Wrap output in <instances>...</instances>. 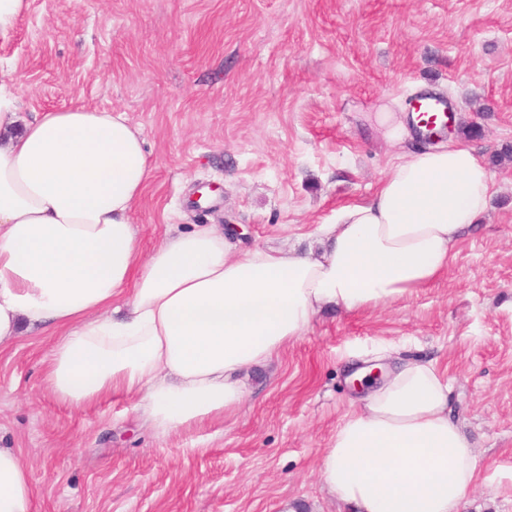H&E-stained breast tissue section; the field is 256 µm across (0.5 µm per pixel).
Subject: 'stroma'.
Masks as SVG:
<instances>
[{"instance_id": "stroma-1", "label": "stroma", "mask_w": 512, "mask_h": 512, "mask_svg": "<svg viewBox=\"0 0 512 512\" xmlns=\"http://www.w3.org/2000/svg\"><path fill=\"white\" fill-rule=\"evenodd\" d=\"M21 117L126 113L155 169L132 220L144 249L229 223L239 249L318 245L401 150L367 115L447 97L494 176L447 273L377 307L329 308L246 379L233 413L167 434L132 396L77 408L46 382L55 339L0 348V448L34 512H350L320 459L355 393L346 355L392 346L437 361L478 478L459 512H512V0H29L0 36Z\"/></svg>"}]
</instances>
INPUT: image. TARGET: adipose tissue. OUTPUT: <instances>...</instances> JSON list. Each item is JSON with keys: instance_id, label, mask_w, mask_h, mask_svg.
<instances>
[{"instance_id": "obj_1", "label": "adipose tissue", "mask_w": 512, "mask_h": 512, "mask_svg": "<svg viewBox=\"0 0 512 512\" xmlns=\"http://www.w3.org/2000/svg\"><path fill=\"white\" fill-rule=\"evenodd\" d=\"M125 113L72 106L21 121L0 82V346L58 340L46 378L83 407L122 392L166 433L223 416L243 376L304 336L327 306L417 293L485 212L491 171L458 143L406 152L365 203L321 225L320 250L233 252L209 224L143 254L132 214L152 176ZM353 401L324 449L327 491L355 512H455L478 457L433 362L400 357ZM0 512H33L19 454L0 448Z\"/></svg>"}]
</instances>
